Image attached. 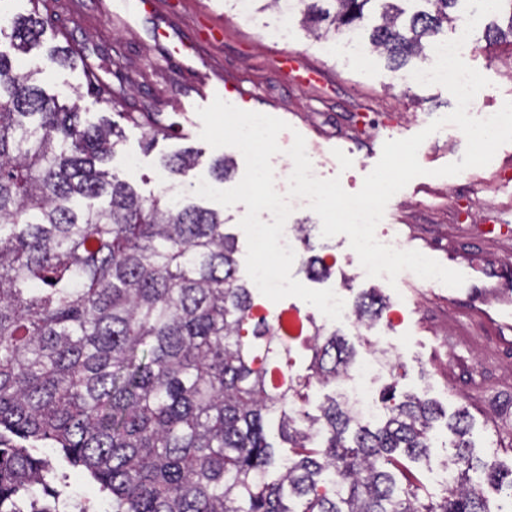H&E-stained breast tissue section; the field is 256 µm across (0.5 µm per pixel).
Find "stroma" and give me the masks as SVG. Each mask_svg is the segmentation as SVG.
<instances>
[{
    "label": "stroma",
    "instance_id": "1",
    "mask_svg": "<svg viewBox=\"0 0 512 512\" xmlns=\"http://www.w3.org/2000/svg\"><path fill=\"white\" fill-rule=\"evenodd\" d=\"M136 0H47L41 11L53 30L47 41L68 43L90 57L120 51L122 76L134 83L120 109L91 94L82 69L61 68L42 52L25 55L28 70H42L47 93L68 85L77 88L84 121L114 117L116 111L152 113L168 131L152 150H144L142 128L123 124L114 170L141 194L176 185L179 199L192 202L198 180L215 184L214 159L227 156L235 169L224 188L243 177L245 161L233 147L211 148L201 140L198 108L208 106L225 89L244 88L249 97L232 96L234 106L288 123L278 136L280 153L274 169L287 162L295 135L306 141V153L323 178H339L345 191L358 192L382 153L385 141L411 137L431 121L453 111L456 102L443 86H415L404 71L388 68L383 57L361 66L343 50L325 52L307 36L298 20L288 23V36L275 38L278 14L249 18L226 9L224 0H155L148 13L135 15ZM477 49L466 62L490 84L475 97L480 110L512 101V45H487L483 26H476ZM193 42L190 57L171 55L179 41ZM185 148L198 153L187 176L171 179L161 165L163 155ZM466 138L456 126H444L420 146L419 163L426 175L414 178L388 202L375 232L396 237L411 250L463 273L468 284L451 288L413 278L397 283L361 275L360 262L344 235L325 238L321 221L301 208L297 224L310 225L309 238L292 237L296 257L292 276L314 290H338L353 306L359 295L378 289L388 309L372 329L348 317L335 327L354 345L357 360L372 349L387 350L398 366L403 390L437 402L446 413L466 410L473 419L472 440L478 456L495 444L499 460L512 462V143L502 145L491 162L452 176L436 170L461 161ZM131 157L135 168L123 160ZM334 250L337 263L322 281L308 279L309 257ZM454 437L438 421L427 458L411 461L398 455L405 475L421 495H438L436 478L452 451ZM67 481H53L61 490L60 512H77L91 502V512H105L106 502L84 474L57 464Z\"/></svg>",
    "mask_w": 512,
    "mask_h": 512
}]
</instances>
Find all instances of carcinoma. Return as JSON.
Listing matches in <instances>:
<instances>
[{"mask_svg": "<svg viewBox=\"0 0 512 512\" xmlns=\"http://www.w3.org/2000/svg\"><path fill=\"white\" fill-rule=\"evenodd\" d=\"M28 2L25 14L0 5L23 53L51 26L43 0ZM251 2L300 14L320 43L367 28L373 51L399 70L425 55L463 0H418L427 8L411 14L405 0ZM498 16L506 26L491 24L485 39L512 44V0ZM47 59L81 66L114 103L128 96L125 81H107L118 52L104 64L56 45ZM34 75L0 51V512H59V496L35 495L57 472L28 441L83 468L108 512H490L469 475L478 469L512 512V469L474 459L463 414L448 422L457 441L440 500L398 487L394 453L426 454L441 411L415 395L396 400L397 373L374 431L335 392L311 415L308 390L346 377L354 347L310 315L298 314L291 334L288 309L258 313V288L236 277L224 214L139 194L114 171L122 129L82 121L77 90L49 95ZM119 116L151 129L149 148L161 134L150 112ZM196 164L190 150L164 162L175 177ZM335 265L313 257L306 268L321 277ZM382 313L372 293L354 306L368 329ZM299 352L307 374L294 378ZM273 420L296 457L269 440Z\"/></svg>", "mask_w": 512, "mask_h": 512, "instance_id": "obj_1", "label": "carcinoma"}]
</instances>
